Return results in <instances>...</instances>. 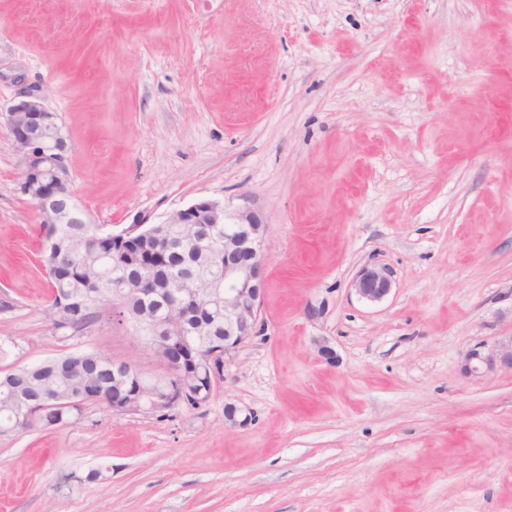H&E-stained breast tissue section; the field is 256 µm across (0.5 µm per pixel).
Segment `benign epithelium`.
Instances as JSON below:
<instances>
[{"mask_svg":"<svg viewBox=\"0 0 512 512\" xmlns=\"http://www.w3.org/2000/svg\"><path fill=\"white\" fill-rule=\"evenodd\" d=\"M15 151L19 157L18 189L36 203L42 224H77L85 236L89 223L71 189L69 163L71 143L57 113L48 104L42 87L24 83L15 93L5 113ZM199 224L224 225V278L210 275L209 267L219 263L207 238L198 234ZM266 224L251 210L228 213L224 205L201 199L173 212L165 222L147 228L130 226L112 239L119 248L112 250L116 267L132 266L142 255L144 239L174 241L181 248H195L194 259L182 262L179 282L195 284L205 294L199 304L182 288H153L144 275L124 277L112 289L114 322L131 329L139 339L163 336L172 348H186L205 336L224 331V354L259 333L258 314L263 298L265 258L263 242ZM358 297L368 303L382 302L392 290L390 273L385 268H366L351 283ZM85 298L70 295L60 300V311L51 322L59 332H69L84 313ZM112 365V410L123 413L149 412L160 405L175 410L190 405L183 391L172 387L166 398L155 399L154 378L130 361L114 358ZM512 370V336L492 346L476 345L464 356V373L482 376L495 369ZM136 375L140 388L124 390L125 382Z\"/></svg>","mask_w":512,"mask_h":512,"instance_id":"1","label":"benign epithelium"}]
</instances>
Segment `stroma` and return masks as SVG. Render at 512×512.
<instances>
[{"label":"stroma","mask_w":512,"mask_h":512,"mask_svg":"<svg viewBox=\"0 0 512 512\" xmlns=\"http://www.w3.org/2000/svg\"><path fill=\"white\" fill-rule=\"evenodd\" d=\"M22 82L89 220L250 209L266 279L201 408L0 434V512H512V371H463L512 335V0H0V114ZM18 175L0 121V373H160L125 327L57 335ZM358 297L368 303L382 302L392 290L390 273L385 268H366L351 283Z\"/></svg>","instance_id":"1"}]
</instances>
